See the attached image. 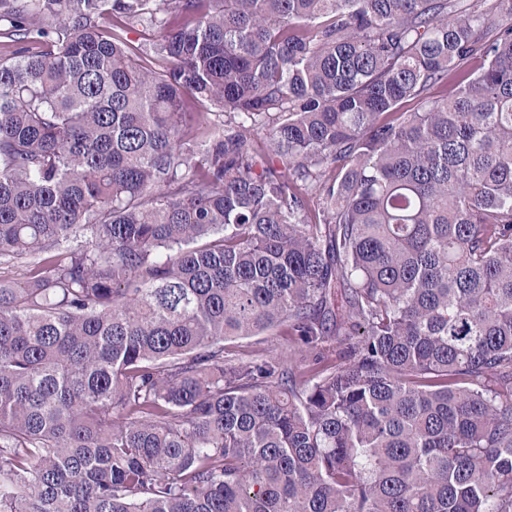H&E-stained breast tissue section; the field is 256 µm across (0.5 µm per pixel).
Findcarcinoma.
Wrapping results in <instances>:
<instances>
[{
    "instance_id": "carcinoma-1",
    "label": "carcinoma",
    "mask_w": 512,
    "mask_h": 512,
    "mask_svg": "<svg viewBox=\"0 0 512 512\" xmlns=\"http://www.w3.org/2000/svg\"><path fill=\"white\" fill-rule=\"evenodd\" d=\"M2 21L0 512H512V0Z\"/></svg>"
}]
</instances>
